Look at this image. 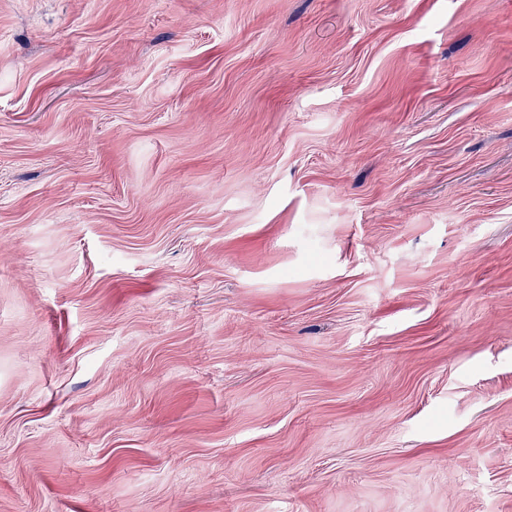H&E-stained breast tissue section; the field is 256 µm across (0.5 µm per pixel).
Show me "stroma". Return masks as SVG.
<instances>
[{"label": "stroma", "instance_id": "35a3bbf8", "mask_svg": "<svg viewBox=\"0 0 512 512\" xmlns=\"http://www.w3.org/2000/svg\"><path fill=\"white\" fill-rule=\"evenodd\" d=\"M0 512H512V0H0Z\"/></svg>", "mask_w": 512, "mask_h": 512}]
</instances>
